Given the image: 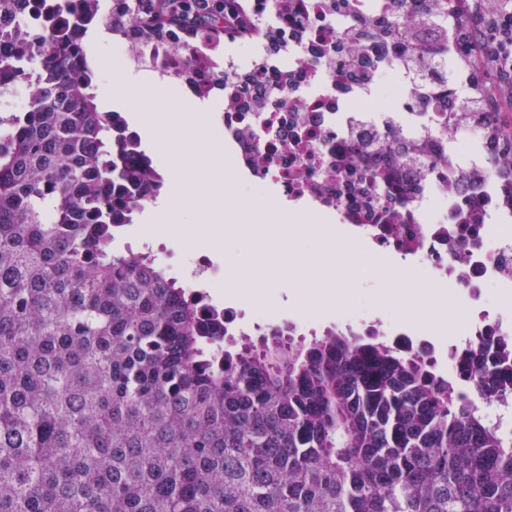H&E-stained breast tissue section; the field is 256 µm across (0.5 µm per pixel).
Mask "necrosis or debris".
<instances>
[{
    "label": "necrosis or debris",
    "mask_w": 512,
    "mask_h": 512,
    "mask_svg": "<svg viewBox=\"0 0 512 512\" xmlns=\"http://www.w3.org/2000/svg\"><path fill=\"white\" fill-rule=\"evenodd\" d=\"M309 4L326 18L325 40L297 28L280 43L288 0H264L258 24L265 35L247 61L204 32L188 44L149 35L136 43L125 28L113 26V47L125 63L160 81L201 101H221L212 129L224 142L226 167L274 189L273 196L245 200V207L287 204L393 264V278L411 272L425 285L447 287L465 315L462 330L446 339L449 371H456L458 357L512 344V306L485 304L493 289L512 299V197L488 149L493 133L470 129L462 113L438 97L417 108L427 87L407 67L402 47L382 51L356 41L358 20L393 18L391 0H349L342 14L335 0ZM338 47L353 54L358 79L337 75ZM257 73L270 94L252 103L236 98L233 88ZM216 74L223 82H213ZM281 88L287 99L279 98ZM401 139L412 148L396 170L398 191L390 199L372 174ZM127 246L151 254L207 319L235 326L242 310L227 296L236 271L215 251L183 253L178 245L156 242L146 227L136 228Z\"/></svg>",
    "instance_id": "1"
}]
</instances>
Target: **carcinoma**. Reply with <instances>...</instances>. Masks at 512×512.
Listing matches in <instances>:
<instances>
[{"label":"carcinoma","instance_id":"1","mask_svg":"<svg viewBox=\"0 0 512 512\" xmlns=\"http://www.w3.org/2000/svg\"><path fill=\"white\" fill-rule=\"evenodd\" d=\"M0 0V75L42 82L0 146V512H512V434L465 396L512 398V353L459 359L336 331L276 329L203 345L201 311L118 231L162 188L117 147L83 40L94 0H59L51 30H14ZM435 30L448 0H393ZM418 41L412 25H366Z\"/></svg>","mask_w":512,"mask_h":512}]
</instances>
